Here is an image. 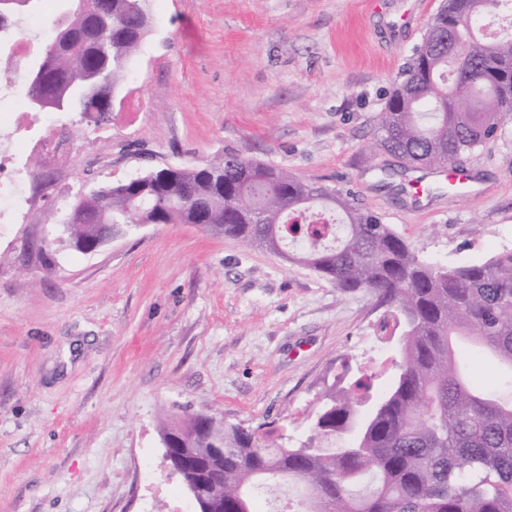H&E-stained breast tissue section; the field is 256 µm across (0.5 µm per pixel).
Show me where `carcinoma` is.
Wrapping results in <instances>:
<instances>
[{
    "label": "carcinoma",
    "mask_w": 512,
    "mask_h": 512,
    "mask_svg": "<svg viewBox=\"0 0 512 512\" xmlns=\"http://www.w3.org/2000/svg\"><path fill=\"white\" fill-rule=\"evenodd\" d=\"M40 2L11 0L9 11L31 17ZM62 2L43 47L48 78L23 81L25 100L109 113L151 30L147 0H95V10ZM492 15L500 25L489 36L478 21ZM511 113L512 0H444L376 116V144L406 177L414 161L442 166L494 142ZM71 210L84 221L54 228L76 252L136 224H205L246 246L291 247L290 260L342 292L374 296L403 326L396 378L369 409L368 377L324 395L318 435H347L340 448H290L271 424L259 445L205 414L162 424L179 446L224 449V482L210 488L224 512H256L284 472L305 488L286 512H512V252L428 263L351 190L234 155L102 185ZM56 249L40 248L42 269L56 268ZM474 354L498 368L495 385H471Z\"/></svg>",
    "instance_id": "obj_1"
}]
</instances>
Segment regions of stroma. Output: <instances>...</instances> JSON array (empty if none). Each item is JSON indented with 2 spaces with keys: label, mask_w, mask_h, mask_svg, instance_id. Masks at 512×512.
Returning <instances> with one entry per match:
<instances>
[{
  "label": "stroma",
  "mask_w": 512,
  "mask_h": 512,
  "mask_svg": "<svg viewBox=\"0 0 512 512\" xmlns=\"http://www.w3.org/2000/svg\"><path fill=\"white\" fill-rule=\"evenodd\" d=\"M149 0L151 30L110 113L54 129L29 155V207L0 226V512H194L162 466V420L314 433L321 398L363 373L390 384L402 327L287 254L197 224H152L94 254L64 247L43 271L27 232L74 197L150 167L236 154L350 189L424 260L482 263L512 250V115L458 157L476 192L404 194L374 119L441 0Z\"/></svg>",
  "instance_id": "obj_1"
}]
</instances>
